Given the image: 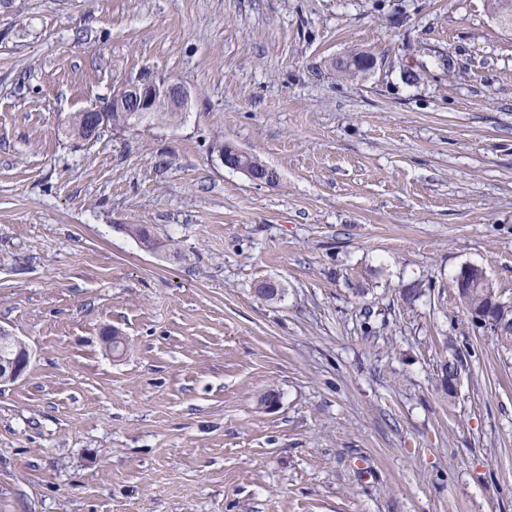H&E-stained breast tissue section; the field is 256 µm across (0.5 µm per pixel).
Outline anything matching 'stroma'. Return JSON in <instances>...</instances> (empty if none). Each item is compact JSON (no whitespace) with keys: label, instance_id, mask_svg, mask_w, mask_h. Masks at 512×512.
<instances>
[{"label":"stroma","instance_id":"obj_1","mask_svg":"<svg viewBox=\"0 0 512 512\" xmlns=\"http://www.w3.org/2000/svg\"><path fill=\"white\" fill-rule=\"evenodd\" d=\"M144 72L191 91L179 125L67 136ZM469 264L512 303L485 0H0V327L33 354L0 512H512V350L456 300ZM245 152L235 148L231 147L228 148V145L220 147L219 149V159L224 164V166L234 169L236 171L241 172L244 174L250 181L253 183H258L259 185H273L277 182V179L275 176H265L263 178H260L257 176V170L255 168L261 167L262 164H265L264 161H262L257 156L251 155L249 158L254 161L255 168H251V164L249 162V159L243 158L242 154Z\"/></svg>","mask_w":512,"mask_h":512}]
</instances>
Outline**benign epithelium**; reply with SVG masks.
I'll return each instance as SVG.
<instances>
[{"instance_id": "obj_1", "label": "benign epithelium", "mask_w": 512, "mask_h": 512, "mask_svg": "<svg viewBox=\"0 0 512 512\" xmlns=\"http://www.w3.org/2000/svg\"><path fill=\"white\" fill-rule=\"evenodd\" d=\"M191 102V92L172 77L155 79L146 74L135 80L124 83L120 89L102 106L84 109L91 114V133L100 129L97 115L101 112H185ZM219 159L224 166L244 174L250 181L260 185H273L277 179L273 176L260 178L257 170L251 167L249 159L243 157V151L232 147L219 149ZM497 302L478 310H469L471 320L480 325L488 326L496 323L494 306ZM31 365V354L28 347L20 343L17 350L0 356V385L13 383L24 377Z\"/></svg>"}]
</instances>
